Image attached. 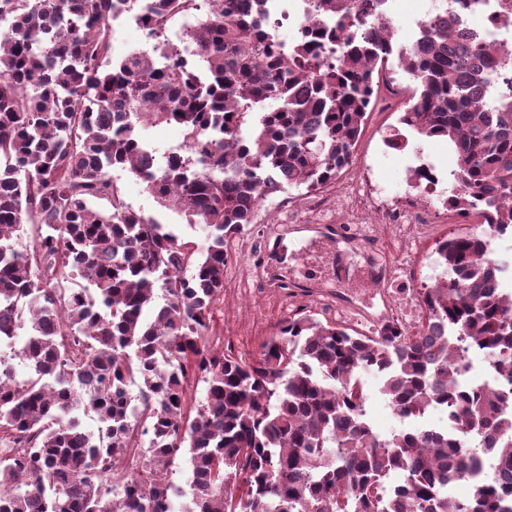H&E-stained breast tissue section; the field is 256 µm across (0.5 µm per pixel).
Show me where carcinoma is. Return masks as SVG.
<instances>
[{"mask_svg":"<svg viewBox=\"0 0 512 512\" xmlns=\"http://www.w3.org/2000/svg\"><path fill=\"white\" fill-rule=\"evenodd\" d=\"M383 3L315 0L285 58L279 0H192L189 58L164 36L184 0H0V512H171L183 497L182 512H512V290L490 286L512 268L491 249L512 231V51L472 40L458 54L445 7L422 21L420 47H397L386 18L364 20ZM132 9L151 47L115 61L111 22ZM393 54L417 87L386 145L405 149L407 131L447 140L448 209L482 231L437 241L413 331L303 314L251 359L212 351L229 241L266 197L319 191L351 165ZM156 122L181 126L186 145L152 170L135 129ZM114 168L203 226L206 246L136 212ZM470 349L502 388L458 384ZM370 372L415 427L373 431ZM193 379L207 384L195 403ZM432 409L446 427L421 424ZM473 434L498 476L452 498L478 471ZM185 453L188 492L167 478ZM130 457L151 480H110Z\"/></svg>","mask_w":512,"mask_h":512,"instance_id":"obj_1","label":"carcinoma"}]
</instances>
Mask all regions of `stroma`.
Wrapping results in <instances>:
<instances>
[{"mask_svg":"<svg viewBox=\"0 0 512 512\" xmlns=\"http://www.w3.org/2000/svg\"><path fill=\"white\" fill-rule=\"evenodd\" d=\"M414 87L397 58L389 57L380 71L353 163L337 177L335 187L311 193L293 189L262 202L254 224L231 247L224 296L211 307V349L252 357L264 339L302 308L320 320L363 333L375 330L397 310L406 314L409 325L417 324L421 310L415 291L433 283L438 273L434 244L463 226L445 205L456 169L447 144L413 137L398 151L384 143L398 124L403 98ZM421 162L434 165L439 182L425 203L431 223L421 225L407 241L399 240L393 225L368 224L346 212L315 209L334 189L354 193L370 185L378 187L382 205H401L416 194L406 171ZM112 177L133 209L164 224L179 240L204 244L201 228L161 207L139 179L119 169ZM362 380L374 431L387 437L406 428V420L381 394L379 376L368 373Z\"/></svg>","mask_w":512,"mask_h":512,"instance_id":"35a3bbf8","label":"stroma"}]
</instances>
